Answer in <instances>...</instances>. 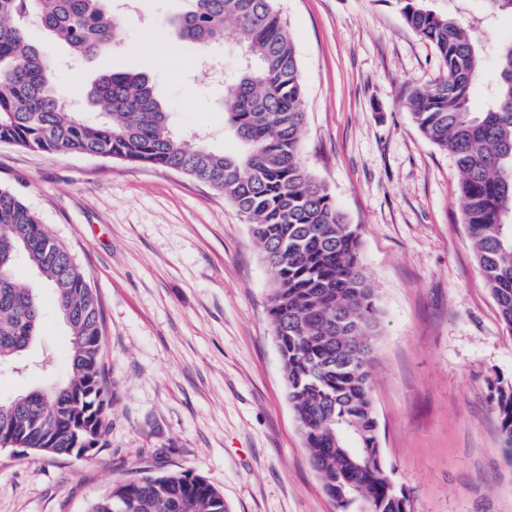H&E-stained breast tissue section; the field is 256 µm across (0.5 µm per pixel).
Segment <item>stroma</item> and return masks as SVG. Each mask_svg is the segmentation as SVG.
<instances>
[{"label": "stroma", "mask_w": 512, "mask_h": 512, "mask_svg": "<svg viewBox=\"0 0 512 512\" xmlns=\"http://www.w3.org/2000/svg\"><path fill=\"white\" fill-rule=\"evenodd\" d=\"M467 26L484 59L471 111H484L495 49L512 17L481 0H423ZM304 89L303 160L357 228L379 309L372 396L382 458L412 512H512V457L491 386L512 382V329L479 272L454 156L405 106L440 75L399 0H277ZM182 0H112L118 45L92 68L58 70L60 94L97 71L144 73L179 135L227 154L224 91L238 54L180 39ZM11 189L74 255L99 295L112 394L107 447L89 459L0 449V512H88L139 469L189 471L227 512H341L323 489L288 401L267 315L273 272L249 226L211 186L118 159L0 144ZM45 297L21 369L0 367L6 400L68 372L67 327Z\"/></svg>", "instance_id": "obj_1"}]
</instances>
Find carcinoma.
<instances>
[{"mask_svg":"<svg viewBox=\"0 0 512 512\" xmlns=\"http://www.w3.org/2000/svg\"><path fill=\"white\" fill-rule=\"evenodd\" d=\"M406 23L428 40L442 74L413 87L407 107L419 131L451 152L460 172L464 223L480 273L512 329V39L496 50L490 104L469 109L482 71L480 52L454 17L422 0H401ZM36 12L43 28L90 67L117 44L118 17L108 0H0V144L57 154L104 156L180 171L224 194L249 224L274 271L267 314L290 402L311 466L345 509L411 512L383 463L371 397L375 347L356 345L374 332L377 306L363 272L359 234L301 157L304 86L292 38L275 0H186L174 18L181 38L230 39L256 58L224 93V118L241 149L233 155L174 134L168 113L139 72L101 71L86 92L100 108L88 122L55 87L58 63L26 35ZM23 257L72 316L66 381L26 392L27 404L0 400V427L28 451L56 457L88 444L102 448L109 428L101 303L70 251L11 190L0 187V365L20 361L38 335L36 289L14 278ZM499 428L512 457V383L493 386ZM88 512H226L224 496L186 471L141 470L116 481Z\"/></svg>","mask_w":512,"mask_h":512,"instance_id":"obj_1","label":"carcinoma"}]
</instances>
